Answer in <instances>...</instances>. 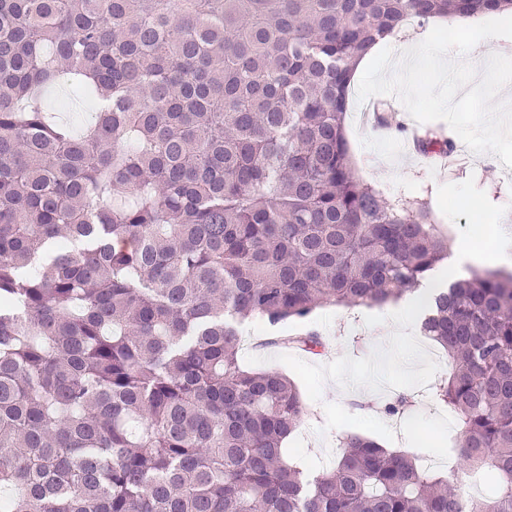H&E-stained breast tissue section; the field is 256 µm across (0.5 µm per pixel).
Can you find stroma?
<instances>
[{
    "label": "stroma",
    "instance_id": "obj_1",
    "mask_svg": "<svg viewBox=\"0 0 512 512\" xmlns=\"http://www.w3.org/2000/svg\"><path fill=\"white\" fill-rule=\"evenodd\" d=\"M45 105L55 108L56 120L77 131L86 127L91 119V100L73 96L65 81L56 84L47 94ZM370 110V102L362 103L357 96H350L346 131L352 161L359 175L387 199L426 203L430 210L435 211V219L451 245H459L460 230L467 227L468 220L462 216L453 222L438 213L439 185L460 183L471 178L492 203L512 208V173H506L493 154L473 153L461 142L452 159L446 163L412 155L408 150L409 140L404 135L376 129L370 121L359 124L358 115ZM391 311L388 305L374 311L367 307L347 309L330 306L320 309L308 325L291 322L282 326L280 332L295 336L305 327L319 332L328 352L323 356L301 353L300 358L305 362L326 365L345 355L360 359L387 342L383 326L366 325L365 316L373 312L386 316ZM413 394V408L404 416L390 417L384 414L383 407L395 397V390L346 389L336 382H326L321 402H307L303 425L289 438L288 445L304 449L314 467L331 466L340 440L351 433L347 427L332 430L325 427L324 406L337 403L350 414L382 419L395 433L394 440L387 443L388 448L408 449L410 439L415 436L420 439L419 451L430 458L435 456L437 449L454 447L455 433L448 428L447 412L438 411L427 388L414 389Z\"/></svg>",
    "mask_w": 512,
    "mask_h": 512
}]
</instances>
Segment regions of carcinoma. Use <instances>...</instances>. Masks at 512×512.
<instances>
[{"mask_svg": "<svg viewBox=\"0 0 512 512\" xmlns=\"http://www.w3.org/2000/svg\"><path fill=\"white\" fill-rule=\"evenodd\" d=\"M512 0H0V501L8 512H512V274L435 289L453 475L362 435L311 475L304 403L240 363L247 323L382 307L448 262L357 173L358 61L408 20ZM98 104L73 134L41 90ZM424 155L455 153L428 130ZM310 353L319 337L283 338Z\"/></svg>", "mask_w": 512, "mask_h": 512, "instance_id": "1", "label": "carcinoma"}]
</instances>
